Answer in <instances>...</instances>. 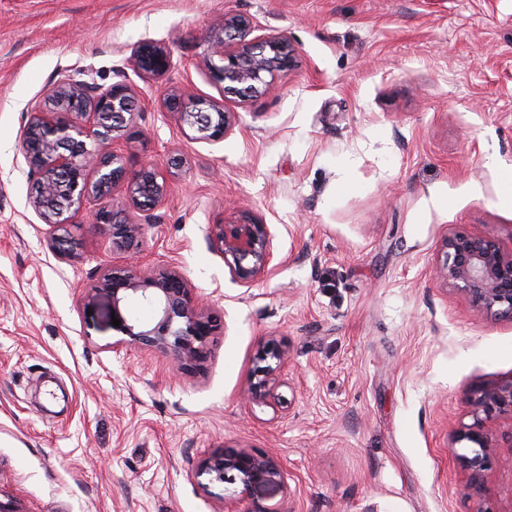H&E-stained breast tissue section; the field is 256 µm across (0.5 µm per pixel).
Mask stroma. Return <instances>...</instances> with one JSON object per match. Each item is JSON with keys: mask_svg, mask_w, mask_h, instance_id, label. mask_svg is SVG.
<instances>
[{"mask_svg": "<svg viewBox=\"0 0 512 512\" xmlns=\"http://www.w3.org/2000/svg\"><path fill=\"white\" fill-rule=\"evenodd\" d=\"M288 32L297 63L277 92L240 100L208 69L225 14ZM172 51L160 76L138 43ZM87 69L131 87L129 172L170 194L133 257L86 201L82 247L55 255L29 204L18 150L28 104ZM238 116L219 142L187 140L164 98ZM512 0H0V498L20 512H224L191 471L212 449L277 456L278 512H512V416L482 499L450 453L473 421L470 388L512 377V319L477 310L438 276L458 231L512 248ZM270 225L277 257L234 282L209 235L231 212ZM171 264L219 323L204 361L113 349L87 294L113 265ZM289 346L267 404L241 396L266 336ZM134 67L142 74L159 76L171 67V57L167 48L152 40L141 42L134 52Z\"/></svg>", "mask_w": 512, "mask_h": 512, "instance_id": "stroma-1", "label": "stroma"}]
</instances>
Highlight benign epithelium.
Here are the masks:
<instances>
[{"label":"benign epithelium","instance_id":"obj_1","mask_svg":"<svg viewBox=\"0 0 512 512\" xmlns=\"http://www.w3.org/2000/svg\"><path fill=\"white\" fill-rule=\"evenodd\" d=\"M257 30L259 25L250 17L226 16L208 46L215 79L224 83V92L243 100L274 91L279 78L296 63L288 33L257 35ZM134 67L145 75H162L171 67L170 53L157 42L143 41L135 49ZM51 94L50 111L33 108L27 113L19 146L35 190L30 205L57 231L51 247L65 258L75 255L78 241L67 226L75 223L83 202L92 197L100 201L92 219L109 228L112 247L120 253L139 250L145 225L155 221L152 211L165 201L168 185L152 168L129 172L118 151L135 115L129 85L121 80L104 88L88 70H61L52 80ZM164 103L190 130L189 138L198 142L221 141L235 124V113L190 94L171 92ZM213 245L224 256L231 278L246 288L261 282L275 259L269 225L249 213L216 225ZM439 273L474 306L512 318V250H504L498 240L464 232L448 236ZM103 297L120 320L113 327L121 335L115 348H155L187 368L202 361L217 332L218 324L174 267L115 266L90 289L86 308L96 309ZM135 298L151 309L150 320L125 315L127 303ZM288 356V344L279 336L261 343L257 359L262 365L251 372L243 388L248 401L265 403L274 397ZM469 399L473 423L457 431L452 444L463 445L455 458L469 474L468 489L478 493L495 447L486 422L495 414H512V378L474 387ZM192 477L205 490L223 485L224 500L246 503L242 512H273L267 501L288 493L280 460L245 447L213 449L197 462Z\"/></svg>","mask_w":512,"mask_h":512}]
</instances>
